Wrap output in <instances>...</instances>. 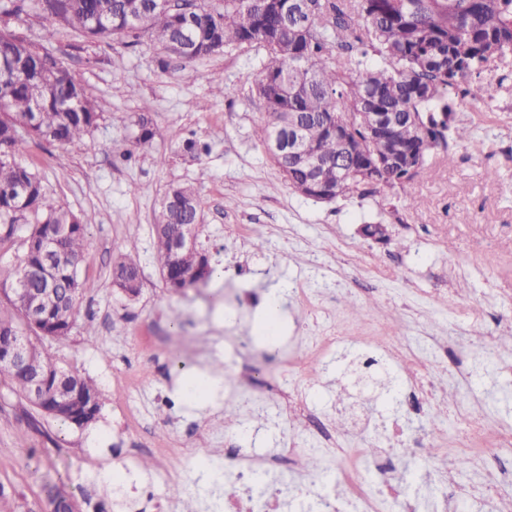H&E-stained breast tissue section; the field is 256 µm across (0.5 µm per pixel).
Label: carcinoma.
Returning a JSON list of instances; mask_svg holds the SVG:
<instances>
[{
    "label": "carcinoma",
    "mask_w": 512,
    "mask_h": 512,
    "mask_svg": "<svg viewBox=\"0 0 512 512\" xmlns=\"http://www.w3.org/2000/svg\"><path fill=\"white\" fill-rule=\"evenodd\" d=\"M140 20L129 18L130 0H0V12L37 11L47 20L43 41L56 28L81 33L93 43L132 46L144 37L189 65L222 50L256 46L265 52L254 93L276 129L299 124L304 146L321 166L319 182L335 198L404 187L415 174L409 162L447 146L448 89L473 104L485 101L483 77L492 61L512 57V0H198L193 20L138 0ZM0 247L23 239V251L0 274V374L42 413L79 427L97 421L102 398L94 380L67 372L42 349L46 339L69 336L85 290L78 265L87 246V220L62 207L40 174L15 156L36 141L66 146L97 127L100 113L85 87L54 53L27 37L0 28ZM373 112L394 120L381 130L366 126ZM348 122L352 151L344 154L336 123ZM288 186L310 179L299 162L269 152ZM201 205L195 192L173 184L164 193L154 224L160 275L174 289L196 286L214 273L198 247L177 250L174 238L197 232ZM112 277L135 295L140 270L122 243L113 244ZM11 336H26L31 359L44 380L38 396L26 373L5 359Z\"/></svg>",
    "instance_id": "1"
}]
</instances>
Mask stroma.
I'll return each mask as SVG.
<instances>
[{
	"label": "stroma",
	"mask_w": 512,
	"mask_h": 512,
	"mask_svg": "<svg viewBox=\"0 0 512 512\" xmlns=\"http://www.w3.org/2000/svg\"><path fill=\"white\" fill-rule=\"evenodd\" d=\"M49 48L65 55L101 117L82 141L33 143L18 157L61 205L92 218L78 269L89 285L80 318L67 339L44 341L42 348L72 373L96 378L104 400L98 421L81 428L41 414L0 375V512H51L53 485L73 494L81 512L111 507L104 475L115 467L133 473L127 492L152 483L175 512H211L221 484L197 489L193 482L223 463L225 434L248 428L253 448L262 451L278 447L292 422L287 414L278 427L262 414L225 421L231 407L225 388L245 374L258 392L275 381L302 392L309 407L337 421L344 446L383 447L396 405L384 391L361 392L352 373L373 336L406 352L401 361L380 360L379 370L395 374H412L409 354L423 340L452 338L469 356L465 374H446L437 399L405 416L404 425L442 448L453 446L463 410L486 421L483 447H496L501 434L512 432V377L500 374L512 366L511 93L482 121L476 105L457 102L453 124L467 127L470 139L449 135L409 187L315 202L289 188L261 141L265 112L252 92L262 57L256 48L186 66L150 41L134 48L95 44L66 28ZM218 75L222 93L213 83ZM142 114L154 130L146 146L136 142ZM189 137L207 151L186 155ZM116 139L129 142V158L113 156ZM160 155L167 165L156 164ZM489 170L495 179H486ZM173 183L192 186L200 199L197 243L216 270L203 288H167L155 263L153 224ZM415 196L420 206H413ZM373 223L386 225L389 241L360 235V225ZM258 239L263 249L255 248ZM116 242L126 243L140 267L137 296L112 285ZM242 284L262 295L283 290L280 344L254 334L264 305L227 308L226 296ZM298 288L309 289V303L296 300ZM325 322L344 343L303 359L296 370L283 369L293 337L320 335ZM216 363L223 366V389L199 399L183 395L192 377ZM116 372L140 381L132 398L114 388ZM170 391L179 395L180 409L162 403ZM127 402L152 423L148 450L132 459L114 453V427ZM187 420L199 425L194 436L183 433ZM170 448L193 451L177 496L163 481ZM391 466L422 512H431L442 488L432 468L398 454Z\"/></svg>",
	"instance_id": "35a3bbf8"
}]
</instances>
